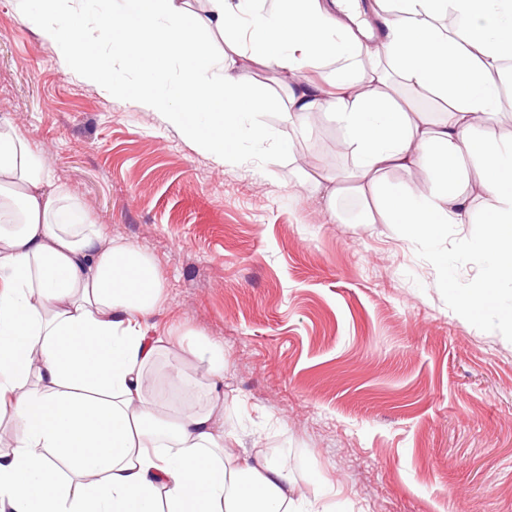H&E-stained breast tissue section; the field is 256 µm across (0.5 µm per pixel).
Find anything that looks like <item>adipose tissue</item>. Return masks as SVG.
I'll use <instances>...</instances> for the list:
<instances>
[{
  "instance_id": "obj_1",
  "label": "adipose tissue",
  "mask_w": 512,
  "mask_h": 512,
  "mask_svg": "<svg viewBox=\"0 0 512 512\" xmlns=\"http://www.w3.org/2000/svg\"><path fill=\"white\" fill-rule=\"evenodd\" d=\"M19 15L46 41L63 45L64 64L86 83L127 96L146 112L233 159L242 134L265 137L246 115L275 100L241 86L239 45L287 72L284 119L299 126L331 112L356 157V191L376 189L387 223L415 239L470 219L458 186L465 160L483 170L493 201L481 250L487 273L466 298L471 316L496 309L512 320L499 288L512 280V143L475 135L512 107V0H122L111 61L104 36L81 0H44ZM226 36L221 59L193 32ZM178 64L172 83L163 78ZM319 63L330 84L305 79ZM154 73L150 83L108 80L109 66ZM445 103L429 120L403 87ZM423 166L417 195L384 185L393 167ZM163 284L153 259L130 244L104 242L44 157L0 122V512H303L286 459L257 458L224 432V362L207 344L190 346L192 364L211 380L206 404L166 418L150 396L148 368L171 340L150 318Z\"/></svg>"
}]
</instances>
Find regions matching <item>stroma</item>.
<instances>
[{
	"mask_svg": "<svg viewBox=\"0 0 512 512\" xmlns=\"http://www.w3.org/2000/svg\"><path fill=\"white\" fill-rule=\"evenodd\" d=\"M235 75L284 99L288 74L241 51ZM48 162L107 241L150 255L164 284L160 331L224 352V428L251 454L280 448L316 512H512V324L470 318L485 272L486 196L471 221L428 240L345 216L326 178L350 150L322 113L223 162L127 98L87 84L62 52L0 0V120ZM171 408L205 402L210 381L171 384Z\"/></svg>",
	"mask_w": 512,
	"mask_h": 512,
	"instance_id": "35a3bbf8",
	"label": "stroma"
}]
</instances>
